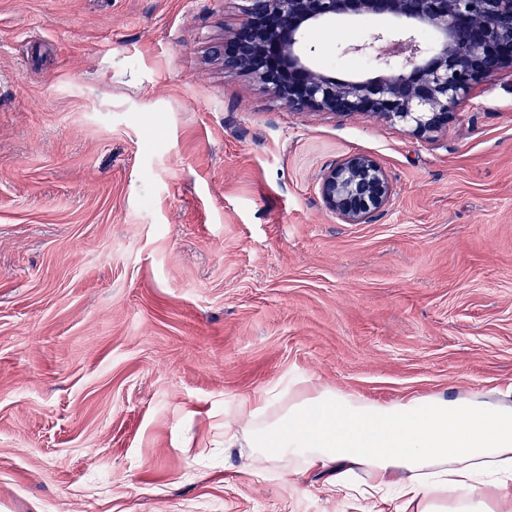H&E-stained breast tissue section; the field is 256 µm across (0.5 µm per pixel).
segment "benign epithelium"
<instances>
[{
  "mask_svg": "<svg viewBox=\"0 0 512 512\" xmlns=\"http://www.w3.org/2000/svg\"><path fill=\"white\" fill-rule=\"evenodd\" d=\"M243 18L214 47L229 76H247L290 112L381 114L419 137L448 126L471 87L512 74V0H244ZM342 16L391 18L397 32L350 43L373 74L339 80L311 64L307 35ZM431 32L429 42L414 34ZM319 192L345 224L385 214L394 194L386 170L352 154L323 172Z\"/></svg>",
  "mask_w": 512,
  "mask_h": 512,
  "instance_id": "1",
  "label": "benign epithelium"
}]
</instances>
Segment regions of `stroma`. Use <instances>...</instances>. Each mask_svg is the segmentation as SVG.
Segmentation results:
<instances>
[{
  "label": "stroma",
  "instance_id": "1",
  "mask_svg": "<svg viewBox=\"0 0 512 512\" xmlns=\"http://www.w3.org/2000/svg\"><path fill=\"white\" fill-rule=\"evenodd\" d=\"M241 0H0V512H361L225 449L303 386L512 385V74L429 137L288 111L212 46ZM384 20L312 31L316 66ZM395 194L345 224L324 170ZM319 192L345 224H366L385 214L394 194L386 170L371 156L352 154L323 172Z\"/></svg>",
  "mask_w": 512,
  "mask_h": 512
}]
</instances>
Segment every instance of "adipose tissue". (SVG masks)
I'll return each mask as SVG.
<instances>
[{"label":"adipose tissue","mask_w":512,"mask_h":512,"mask_svg":"<svg viewBox=\"0 0 512 512\" xmlns=\"http://www.w3.org/2000/svg\"><path fill=\"white\" fill-rule=\"evenodd\" d=\"M224 445L295 478L322 474L330 494L361 497L367 512H512V386L393 403L268 393L225 422Z\"/></svg>","instance_id":"obj_1"}]
</instances>
